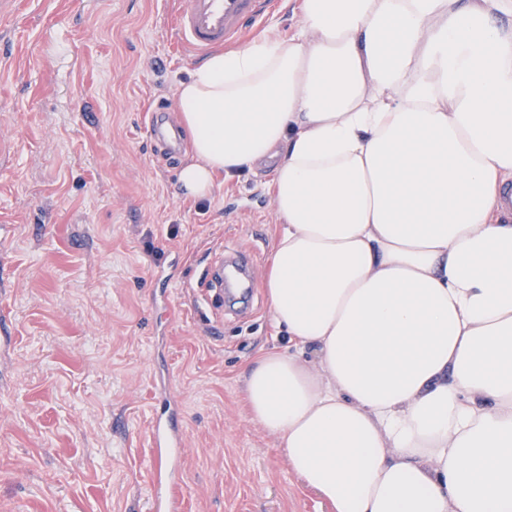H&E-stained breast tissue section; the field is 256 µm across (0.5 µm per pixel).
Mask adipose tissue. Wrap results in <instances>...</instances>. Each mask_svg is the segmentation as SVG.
Returning a JSON list of instances; mask_svg holds the SVG:
<instances>
[{
    "instance_id": "ef3b65f1",
    "label": "adipose tissue",
    "mask_w": 512,
    "mask_h": 512,
    "mask_svg": "<svg viewBox=\"0 0 512 512\" xmlns=\"http://www.w3.org/2000/svg\"><path fill=\"white\" fill-rule=\"evenodd\" d=\"M177 90L186 195L264 162L253 422L332 512H512V0H295Z\"/></svg>"
}]
</instances>
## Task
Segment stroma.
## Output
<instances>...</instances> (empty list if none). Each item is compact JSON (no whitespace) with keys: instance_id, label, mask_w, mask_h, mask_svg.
Returning <instances> with one entry per match:
<instances>
[{"instance_id":"obj_1","label":"stroma","mask_w":512,"mask_h":512,"mask_svg":"<svg viewBox=\"0 0 512 512\" xmlns=\"http://www.w3.org/2000/svg\"><path fill=\"white\" fill-rule=\"evenodd\" d=\"M178 2L0 9V512H149L161 380L182 407L184 512H331L244 403L250 365L288 347L265 297L271 167L192 202L189 148L173 165L152 151L155 101L198 65L172 36ZM227 245L259 257L248 308L219 315L201 274Z\"/></svg>"}]
</instances>
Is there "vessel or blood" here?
Returning a JSON list of instances; mask_svg holds the SVG:
<instances>
[{
  "label": "vessel or blood",
  "mask_w": 512,
  "mask_h": 512,
  "mask_svg": "<svg viewBox=\"0 0 512 512\" xmlns=\"http://www.w3.org/2000/svg\"><path fill=\"white\" fill-rule=\"evenodd\" d=\"M270 0H182L174 18L179 46L194 58L223 47L246 18L259 15ZM184 440L176 418H152L149 446L155 461L150 487L152 512H183L179 493L180 458Z\"/></svg>",
  "instance_id": "1"
}]
</instances>
